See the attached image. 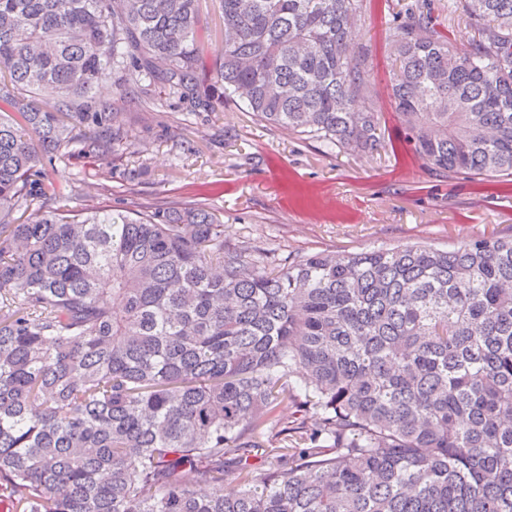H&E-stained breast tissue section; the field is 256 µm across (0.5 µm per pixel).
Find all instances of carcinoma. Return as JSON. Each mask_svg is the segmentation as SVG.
<instances>
[{
    "mask_svg": "<svg viewBox=\"0 0 512 512\" xmlns=\"http://www.w3.org/2000/svg\"><path fill=\"white\" fill-rule=\"evenodd\" d=\"M200 2L0 0L13 512H512V236L278 263L225 244L199 203L74 210L39 167L118 157L106 80L198 112L239 101L338 153L383 147L353 40L366 0H213L212 71ZM466 10L463 48L432 0L394 16L392 98L430 171L512 179V0ZM198 27L207 35L206 64L213 67L219 59L220 50L224 42V29L218 13L214 10L210 0L203 1V8L198 16Z\"/></svg>",
    "mask_w": 512,
    "mask_h": 512,
    "instance_id": "cac0c4a2",
    "label": "carcinoma"
}]
</instances>
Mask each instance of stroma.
Wrapping results in <instances>:
<instances>
[{"label": "stroma", "mask_w": 512, "mask_h": 512, "mask_svg": "<svg viewBox=\"0 0 512 512\" xmlns=\"http://www.w3.org/2000/svg\"><path fill=\"white\" fill-rule=\"evenodd\" d=\"M406 2L370 0L355 33L371 49L373 107L385 135L380 152L327 150L232 102L190 115L159 98L127 102L120 116L130 134L122 161L146 166L140 182L117 177L102 189L97 165L82 159L58 172L74 183L78 207L203 203L221 215L226 244L271 249L279 259L512 235V184L437 177L404 139L390 100L386 29ZM463 2L434 0L445 33L460 46L475 36Z\"/></svg>", "instance_id": "stroma-1"}]
</instances>
